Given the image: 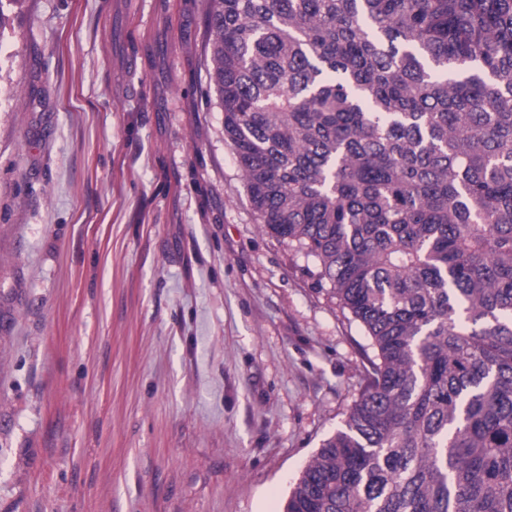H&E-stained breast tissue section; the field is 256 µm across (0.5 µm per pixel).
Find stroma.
Returning <instances> with one entry per match:
<instances>
[{"label":"stroma","instance_id":"35a3bbf8","mask_svg":"<svg viewBox=\"0 0 512 512\" xmlns=\"http://www.w3.org/2000/svg\"><path fill=\"white\" fill-rule=\"evenodd\" d=\"M0 10V512H283L373 352L256 220L206 0Z\"/></svg>","mask_w":512,"mask_h":512}]
</instances>
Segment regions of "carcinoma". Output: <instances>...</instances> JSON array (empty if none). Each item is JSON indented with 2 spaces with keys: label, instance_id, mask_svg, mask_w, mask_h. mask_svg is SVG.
Masks as SVG:
<instances>
[{
  "label": "carcinoma",
  "instance_id": "cac0c4a2",
  "mask_svg": "<svg viewBox=\"0 0 512 512\" xmlns=\"http://www.w3.org/2000/svg\"><path fill=\"white\" fill-rule=\"evenodd\" d=\"M262 229L370 379L284 512H512V0H207Z\"/></svg>",
  "mask_w": 512,
  "mask_h": 512
}]
</instances>
